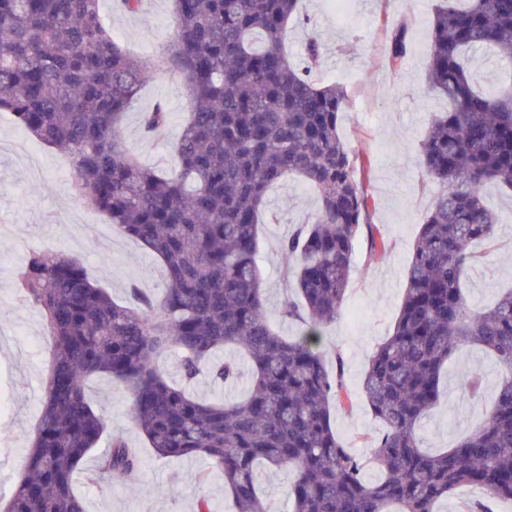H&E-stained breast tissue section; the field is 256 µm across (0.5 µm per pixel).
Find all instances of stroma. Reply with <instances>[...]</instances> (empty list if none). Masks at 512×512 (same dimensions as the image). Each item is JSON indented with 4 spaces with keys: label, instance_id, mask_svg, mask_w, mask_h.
Returning <instances> with one entry per match:
<instances>
[{
    "label": "stroma",
    "instance_id": "stroma-1",
    "mask_svg": "<svg viewBox=\"0 0 512 512\" xmlns=\"http://www.w3.org/2000/svg\"><path fill=\"white\" fill-rule=\"evenodd\" d=\"M435 0H349L351 21L341 24L331 0H301L303 23L291 25L286 38L292 58L306 51L308 32H315L326 58L319 77L343 86L348 94L340 136L354 157V172L369 200L372 235L355 244L349 284L336 320L319 336L327 356L341 355L343 379L351 400L335 404L337 437L365 465L366 482L379 480L369 461L365 436L383 424L361 394L369 359L394 326L405 288V271L421 224L434 199L435 186L422 166L417 145L433 113L445 111L444 100L425 94V72L431 48L430 26ZM112 34L131 52L156 56L174 31L172 0H144L139 13H127L118 0H101ZM405 26L408 54L391 65L387 47L397 26ZM163 103L168 112L163 138L146 137L141 115ZM189 110L182 80L157 70L144 83L125 119L127 147L143 164L163 172L177 169L173 145ZM24 133L10 114L0 112V497L10 496L25 465L39 421L49 373L51 342L40 310L22 301L14 274L31 251L49 249L79 258L89 277L116 302L132 304L133 288L159 295L165 276L159 260L135 240L118 234L109 219L82 200L70 158L57 149L33 143L31 151L16 148ZM267 209L275 222L258 226L259 264L266 284V312L284 337L300 335L301 321L282 319L279 307L288 292L281 244L317 210V193L295 177L269 187ZM487 206L501 221L499 247L482 265L463 277L472 308L493 302L512 286V191L490 185ZM384 239L386 249L372 247ZM221 358L237 359L239 375L227 385L199 375L189 386L202 401L243 397L251 382L246 359L227 348ZM480 373L482 392L471 395L467 382ZM501 371L493 358L475 346L459 349L444 375L442 396L422 420L419 436L434 452L475 431L486 419ZM89 402L108 420L109 432L122 435L141 465L128 477L100 483L76 478L74 490L86 512H195L207 498L212 512H232V499L218 474L210 473L201 455L165 458L156 455L134 427L128 395L109 377L88 381ZM208 481H201V473Z\"/></svg>",
    "mask_w": 512,
    "mask_h": 512
}]
</instances>
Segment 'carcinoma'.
<instances>
[{
  "instance_id": "cac0c4a2",
  "label": "carcinoma",
  "mask_w": 512,
  "mask_h": 512,
  "mask_svg": "<svg viewBox=\"0 0 512 512\" xmlns=\"http://www.w3.org/2000/svg\"><path fill=\"white\" fill-rule=\"evenodd\" d=\"M100 0H0V112L35 141L73 161L84 202L163 263L156 302L133 289L121 305L63 253L32 252L15 273L24 301L38 307L52 340L50 375L25 471L0 512H86L73 492L79 473L96 483L139 467L120 436L83 468L107 430L85 382L107 375L129 392L136 429L163 457L197 453L224 479L236 512H271L257 466L296 472L292 512H435L458 488L482 498L462 512L512 501V289L474 310L461 286L466 268L497 244L498 221L481 189H512V91L479 87L470 55L512 61V0H440L432 20L427 90L448 101L419 143L437 195L420 226L392 333L378 345L362 391L385 430L365 439L381 472L367 484L360 459L337 438L331 408L348 400L342 359L328 369L318 330L336 320L354 243L369 204L339 134L346 90L315 78L322 47L311 36L300 63L283 36L298 0H173L175 32L155 61L113 37ZM404 33L390 40L398 65ZM178 73L192 101L176 142L179 170L163 175L124 146L123 123L146 74ZM168 112L142 113L159 137ZM295 174L320 206L281 245L297 260L280 313L303 319L288 339L265 314L257 264L258 214L268 186ZM462 344L489 352L504 371L484 423L453 447L430 453L418 426L438 404L448 357ZM232 346L251 363L246 398L205 403L167 380L158 359L182 354L191 382L217 384L236 365L216 362Z\"/></svg>"
}]
</instances>
